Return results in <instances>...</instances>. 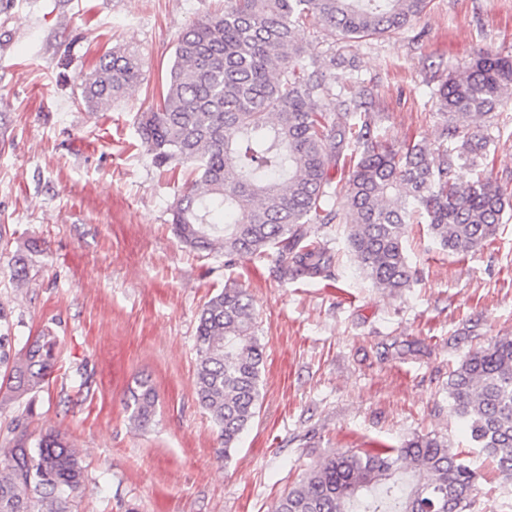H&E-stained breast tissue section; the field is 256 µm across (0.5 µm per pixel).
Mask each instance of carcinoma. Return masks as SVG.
<instances>
[{"label":"carcinoma","instance_id":"cac0c4a2","mask_svg":"<svg viewBox=\"0 0 512 512\" xmlns=\"http://www.w3.org/2000/svg\"><path fill=\"white\" fill-rule=\"evenodd\" d=\"M430 0H224L179 39L159 106L141 113L138 133L160 166L178 164L191 181L171 207L187 247L227 262L276 256L280 279H332L334 255L312 225L347 226L358 270L376 288L401 293L417 281L404 247L408 226L425 224L442 249L466 255L502 223L512 198L488 168L493 119L512 96V55L478 57L432 91L446 121L436 147L397 148L376 134L372 92L356 66L315 55L297 39L308 22L349 44L397 34ZM142 61L110 49L81 80L84 105L105 112L139 82ZM474 176L458 178L457 167ZM345 200L336 205V178ZM230 214L224 224L218 217ZM242 288H226L202 309L195 389L218 427L229 460L260 410L264 346ZM55 337L13 351L0 330V397L44 385ZM452 411L473 447L512 477V336L468 352L448 375ZM155 392L133 395L130 420L155 414ZM477 474L448 439L413 436L399 448L346 449L311 467L277 512H466ZM84 485L80 449L47 429L0 443V512H72Z\"/></svg>","mask_w":512,"mask_h":512}]
</instances>
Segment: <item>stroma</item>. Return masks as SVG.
<instances>
[{
  "instance_id": "35a3bbf8",
  "label": "stroma",
  "mask_w": 512,
  "mask_h": 512,
  "mask_svg": "<svg viewBox=\"0 0 512 512\" xmlns=\"http://www.w3.org/2000/svg\"><path fill=\"white\" fill-rule=\"evenodd\" d=\"M224 0H8L0 7V307L16 345L50 331L48 385L0 402V441L14 422L53 428L85 452L74 512H276L314 465L346 448L446 437L477 473L468 512H512V480L472 448L450 411L448 374L470 350L512 336V211L476 253L442 250L409 228L413 288L372 287L346 227L319 229L333 282L279 279L274 255L225 266L175 237L171 204L185 176L158 166L139 113L168 74L179 36ZM309 50L344 52L377 95L388 144H437L431 89L479 53H512V0H430L409 30L344 47L308 24ZM137 52L144 79L107 112L88 110L79 77L108 49ZM489 133V165L512 190V100ZM28 261V288L11 271ZM227 286L245 289L266 346L260 412L231 461L195 394L196 327ZM153 422L129 419L140 383Z\"/></svg>"
}]
</instances>
